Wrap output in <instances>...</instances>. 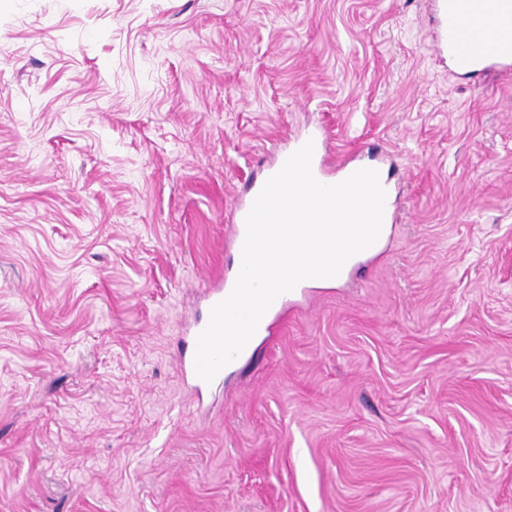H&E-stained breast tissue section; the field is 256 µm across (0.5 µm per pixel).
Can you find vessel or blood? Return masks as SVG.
Wrapping results in <instances>:
<instances>
[{"label":"vessel or blood","instance_id":"vessel-or-blood-1","mask_svg":"<svg viewBox=\"0 0 512 512\" xmlns=\"http://www.w3.org/2000/svg\"><path fill=\"white\" fill-rule=\"evenodd\" d=\"M432 20L437 30L436 49L447 55L453 67L464 75H475L489 69L512 70V42L488 43L483 30L489 22L512 24V0H432ZM314 144L312 172L326 185L334 184L335 169L324 162L326 141L322 134L310 133ZM305 139V140H308ZM305 140L295 139L293 149H300ZM262 189L252 185L234 211V226L227 241L234 252H241L246 237V217Z\"/></svg>","mask_w":512,"mask_h":512}]
</instances>
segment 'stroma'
Masks as SVG:
<instances>
[{
    "label": "stroma",
    "mask_w": 512,
    "mask_h": 512,
    "mask_svg": "<svg viewBox=\"0 0 512 512\" xmlns=\"http://www.w3.org/2000/svg\"><path fill=\"white\" fill-rule=\"evenodd\" d=\"M428 0H0V512H512V79ZM322 133L392 218L224 384L246 187ZM312 140L314 144V152L312 157V172L314 177L321 183L326 185H334L336 175L342 171L347 170L348 168H352L356 171L360 170L356 168V166H348L347 163H342L336 166L335 169L328 168L324 162V152L326 148V141L322 134L317 132H312L305 137L296 138L291 147H289L288 151H286L278 160V162L269 169L267 179L253 184L248 192L246 193V197L244 201L235 207L234 211V225L232 229V233L227 241L228 246L235 252L237 257V272L236 275L231 278L229 281L225 282L224 279H221L216 284L211 286L207 291V298L209 301V310L207 317L203 321L197 322L191 329L190 334L185 342L186 350L185 353L180 358V366L184 371H188L195 382L194 388L196 391L201 390L203 387H209L216 384H221L224 382V368L238 362L242 357H244L247 352L251 348L250 341L243 349V351L228 365L223 367L213 378L211 382H205L196 374L195 369V354L197 348V338L199 334L206 328L210 319V312L214 305L225 299L233 290L236 280L238 278L241 265H242V248L246 237V217L253 205L254 200L264 187L265 183L269 178L275 175L277 172L285 164L286 160L291 156L294 152L300 149L307 141ZM349 174V171H345L341 176L346 177Z\"/></svg>",
    "instance_id": "stroma-1"
}]
</instances>
